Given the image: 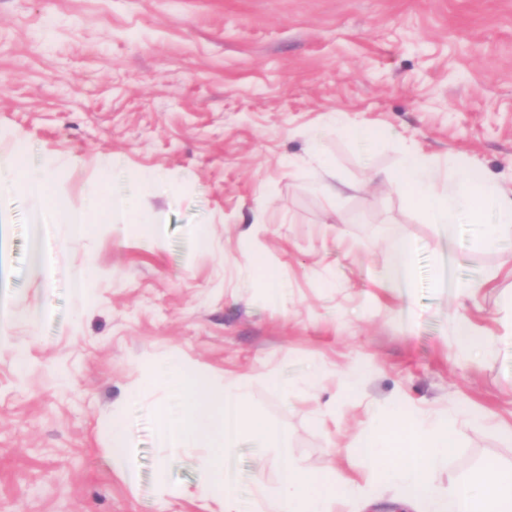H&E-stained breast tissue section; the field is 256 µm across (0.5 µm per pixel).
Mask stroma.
Masks as SVG:
<instances>
[{"instance_id": "obj_1", "label": "stroma", "mask_w": 512, "mask_h": 512, "mask_svg": "<svg viewBox=\"0 0 512 512\" xmlns=\"http://www.w3.org/2000/svg\"><path fill=\"white\" fill-rule=\"evenodd\" d=\"M338 121L379 135L358 145ZM316 132L352 185L335 205L314 189ZM411 142L438 175L464 159L512 191V0H0V162L49 168L68 207L130 197L166 228L154 250L130 226L74 241L39 232L40 197L0 195V512H208L183 495L201 451L159 445L164 393L141 371L175 352L247 377L254 416L310 470L359 475L362 423L395 403L468 413L437 486L512 465V356L469 361L454 342L461 314L512 333V238L445 237L383 181ZM147 170L164 190L130 181ZM399 236L416 243L411 283L389 288ZM269 271L287 309L260 295ZM480 279L460 303L456 284ZM353 364L366 375L346 393ZM116 413L130 482L103 431ZM259 474L273 486L282 469L249 429L224 476L248 504Z\"/></svg>"}]
</instances>
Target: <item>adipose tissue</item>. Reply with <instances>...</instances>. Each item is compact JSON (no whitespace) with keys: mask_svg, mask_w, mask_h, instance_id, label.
Wrapping results in <instances>:
<instances>
[{"mask_svg":"<svg viewBox=\"0 0 512 512\" xmlns=\"http://www.w3.org/2000/svg\"><path fill=\"white\" fill-rule=\"evenodd\" d=\"M394 179L411 194L429 222L443 231L464 222L481 224L485 230L480 243L491 247L501 243L506 226L512 224V195L494 189L486 172L470 168L465 161H458L453 172L442 178L432 162L409 144L403 148ZM61 220L74 240L87 235L95 224L109 228L136 225L144 245L151 249L161 247L165 240L163 225L151 222L127 198L113 199L110 207L98 212L63 210Z\"/></svg>","mask_w":512,"mask_h":512,"instance_id":"adipose-tissue-1","label":"adipose tissue"}]
</instances>
